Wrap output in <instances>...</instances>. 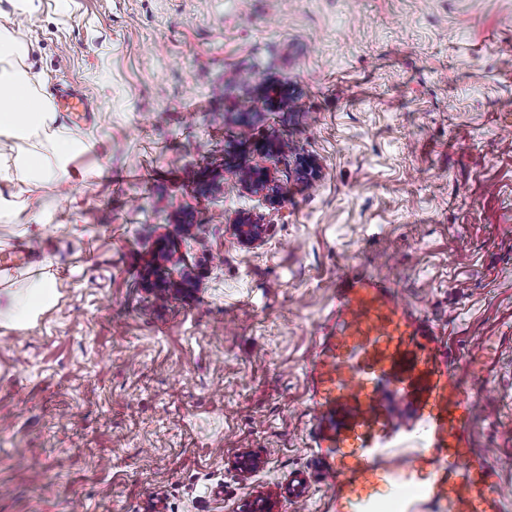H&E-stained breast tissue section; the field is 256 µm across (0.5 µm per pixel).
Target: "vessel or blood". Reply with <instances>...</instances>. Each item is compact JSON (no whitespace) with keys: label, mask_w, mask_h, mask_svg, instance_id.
<instances>
[{"label":"vessel or blood","mask_w":512,"mask_h":512,"mask_svg":"<svg viewBox=\"0 0 512 512\" xmlns=\"http://www.w3.org/2000/svg\"><path fill=\"white\" fill-rule=\"evenodd\" d=\"M306 379L329 512H507L501 465L471 443L470 388L389 280L354 271L337 282ZM413 428L424 450L398 454Z\"/></svg>","instance_id":"obj_1"}]
</instances>
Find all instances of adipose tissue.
Returning a JSON list of instances; mask_svg holds the SVG:
<instances>
[{
	"instance_id": "adipose-tissue-1",
	"label": "adipose tissue",
	"mask_w": 512,
	"mask_h": 512,
	"mask_svg": "<svg viewBox=\"0 0 512 512\" xmlns=\"http://www.w3.org/2000/svg\"><path fill=\"white\" fill-rule=\"evenodd\" d=\"M28 52V44L15 30L0 28V146L41 138L51 143L53 154L45 156L31 144L13 160L0 158V218L33 225L38 237L48 222L44 199L72 198L76 182L96 177L98 171L74 167L77 157L94 150L96 139L90 134L72 139L52 95L27 68ZM29 280L27 292L9 307L8 327H29L55 298V276L39 268L30 270Z\"/></svg>"
}]
</instances>
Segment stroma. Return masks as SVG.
Here are the masks:
<instances>
[{"instance_id":"stroma-1","label":"stroma","mask_w":512,"mask_h":512,"mask_svg":"<svg viewBox=\"0 0 512 512\" xmlns=\"http://www.w3.org/2000/svg\"><path fill=\"white\" fill-rule=\"evenodd\" d=\"M0 25L52 97L93 102L60 118L102 169L42 239L0 222L33 248L0 310L28 268L62 280L0 326V512H325L306 367L353 270L437 328L475 446L512 460V0H0ZM156 266L191 292L151 293Z\"/></svg>"}]
</instances>
